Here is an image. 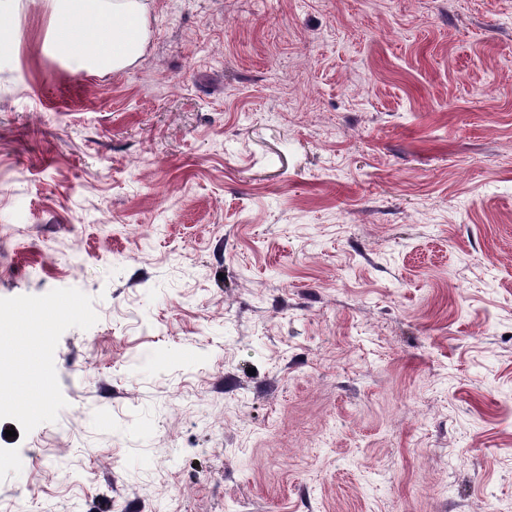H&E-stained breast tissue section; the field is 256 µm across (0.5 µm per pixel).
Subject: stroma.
<instances>
[{
  "mask_svg": "<svg viewBox=\"0 0 512 512\" xmlns=\"http://www.w3.org/2000/svg\"><path fill=\"white\" fill-rule=\"evenodd\" d=\"M0 63V512H512V0H146ZM51 19L67 17L87 36L52 26L47 33L51 52L76 72L123 69L143 54L147 37L145 0H46Z\"/></svg>",
  "mask_w": 512,
  "mask_h": 512,
  "instance_id": "35a3bbf8",
  "label": "stroma"
}]
</instances>
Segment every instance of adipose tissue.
<instances>
[{"mask_svg": "<svg viewBox=\"0 0 512 512\" xmlns=\"http://www.w3.org/2000/svg\"><path fill=\"white\" fill-rule=\"evenodd\" d=\"M51 19L66 17L82 28L85 38L51 27V52L78 72L115 71L142 55L147 37L145 0H46Z\"/></svg>", "mask_w": 512, "mask_h": 512, "instance_id": "ef3b65f1", "label": "adipose tissue"}]
</instances>
